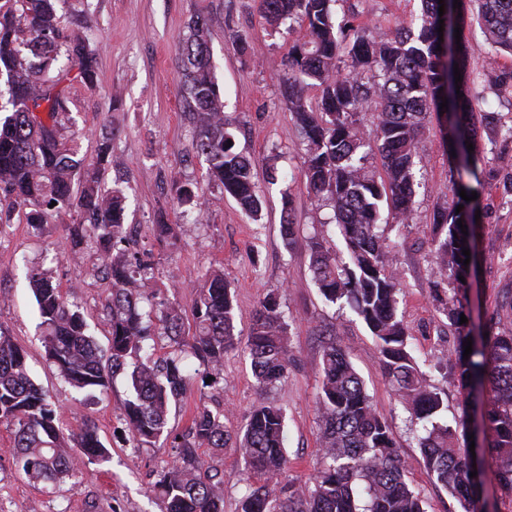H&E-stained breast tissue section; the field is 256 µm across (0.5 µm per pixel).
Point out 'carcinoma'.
Returning a JSON list of instances; mask_svg holds the SVG:
<instances>
[{"instance_id": "cac0c4a2", "label": "carcinoma", "mask_w": 512, "mask_h": 512, "mask_svg": "<svg viewBox=\"0 0 512 512\" xmlns=\"http://www.w3.org/2000/svg\"><path fill=\"white\" fill-rule=\"evenodd\" d=\"M339 0H262L263 17L278 31L299 21L305 31L288 50L285 93L294 122L306 143L303 168L308 196L326 201L345 244L336 254L321 232L308 237L310 269L326 301L349 307L375 341L383 377L411 417L428 424L419 437L424 465L436 485L456 499L461 512H478L486 477L512 497V331L501 319L485 323L476 336L457 337L451 374L460 393L489 385L490 402L481 409V443H459L457 429L435 418L448 408L443 391L421 370L407 349L408 328L399 312V272L392 251L378 231L380 204L397 224L414 210V185L420 171L418 135L429 115L442 112L449 123L445 141L455 155L458 176L479 179L472 94L478 75L468 69L471 53L465 35L476 18L486 41L512 58V0H446L456 14L447 50H437L439 0H422L418 22H400L382 31L374 25L335 24L330 3ZM183 87L196 117L197 152L208 175L251 220L261 217L263 200L252 181L250 156L228 145L224 102L210 62V25L198 14L187 24ZM350 61L347 71L338 63ZM463 80L455 82L454 68ZM493 87L512 95V68L491 67ZM7 78L8 99L0 111V199L26 207L25 223L34 227L51 213L72 212L64 253L76 257L97 251L112 280L105 307L111 336L103 351L88 334L79 309L64 300L53 276L36 268L30 274L38 304L43 344L49 361L71 387L104 389L109 372L130 370L133 392L122 405V420L135 446L159 440L174 448L172 460L153 483L165 512H224V480L206 467L202 449L233 445L247 474V491L238 512H425L424 500L406 479L400 447L390 424L377 413L363 378L336 329L325 330L316 397L321 465L302 484H284L288 463L286 417L273 404L250 412L236 434L224 426V412L201 408L182 433L168 430L171 402L179 401L193 381L184 362L193 358L207 378L218 375L224 356L238 348L234 303L224 272L214 270L194 287L192 321L175 309L159 317V335L170 351L161 361L144 351L148 331L145 306L152 305L148 267L131 261L126 237L125 196L101 186L110 146L98 148L88 166L63 137L60 115L68 111L67 89L79 81L93 88L98 61L87 39L61 27L56 0H4L0 5V75ZM320 92L317 106L308 91ZM464 96L457 97V92ZM447 102L442 109L440 104ZM370 115L374 138L365 136L362 119ZM379 154L382 171L366 165ZM183 205H201L192 184L175 180ZM56 205H51V202ZM473 222L466 209L443 202L433 213V278L440 311L460 323L466 296L448 282L465 272L462 249L474 250L475 235L461 233ZM292 319L274 294H267L253 317L244 353L255 386H281L290 374ZM472 353L463 359V342ZM0 423L12 428L15 464L36 481L60 482L81 472L84 460L106 459L108 449L94 425L65 431L56 404L30 376L27 355L0 327ZM477 472L475 477L470 473Z\"/></svg>"}]
</instances>
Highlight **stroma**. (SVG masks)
Here are the masks:
<instances>
[{
    "label": "stroma",
    "instance_id": "35a3bbf8",
    "mask_svg": "<svg viewBox=\"0 0 512 512\" xmlns=\"http://www.w3.org/2000/svg\"><path fill=\"white\" fill-rule=\"evenodd\" d=\"M259 0H60L63 27L87 35L98 51V84L72 82L70 120L78 153L95 160L101 143H110L112 163L107 187L123 189L131 259L147 262L153 273L150 293L155 310L190 314L193 287L210 270L224 272L234 297L235 332L247 338L252 315L266 292H275L292 314L291 370L283 387L262 393L254 384L249 358L241 351L224 357L223 378L213 386L193 380L183 401L171 406L169 426L183 432L197 408L222 409L230 432L240 431L255 406L272 402L286 412L287 477L300 482L319 467L316 397L322 333L335 328L379 414L392 423L402 447L408 480L420 492L426 512H460L444 489L436 488L417 447L421 423L411 421L396 401L380 370L372 337L347 308L326 302L309 270L307 236L331 214L309 199L299 179L305 145L283 95L282 60L303 34L301 26L270 33ZM336 17L384 29L418 18L421 0H339ZM205 14L210 22L211 61L224 113L237 149L253 159L254 181L265 199L262 217L251 221L237 203L207 177L208 163L195 149L196 129L182 90L181 40L188 21ZM477 111L489 112L478 126L482 151V187L472 206L476 264L468 292L473 323L498 316L512 302V141L498 135L512 122V100L497 96L489 83L477 87ZM443 131L430 122L419 137L424 168L417 176L415 208L409 223H382L385 237L398 241L394 264L400 272V309L408 326V347L432 382L447 395L443 419L459 425L468 409L449 380L445 363L453 357L456 331L432 298L430 261L433 212L443 200H455L458 177L448 164ZM190 181L205 197L201 215L179 205L174 177ZM291 207L301 230L293 243L281 235L284 207ZM73 214H52L35 229L21 208L11 209L0 230V328L28 353L35 382L57 402L67 429L94 423L110 455L88 463L81 476L61 483L30 482L8 450L12 433L0 424V512H163L151 492L171 460L166 442L134 447L123 431L119 405L130 393L127 374L110 377L105 390L71 388L47 361L40 341L38 308L28 273L50 270L70 307L86 316L90 333L107 347L110 325L104 310L111 288L98 254L84 253L79 263L59 258L64 227ZM174 225L176 236L158 242L157 222ZM204 458L224 474V512H236L246 491L237 448L205 451Z\"/></svg>",
    "mask_w": 512,
    "mask_h": 512
}]
</instances>
